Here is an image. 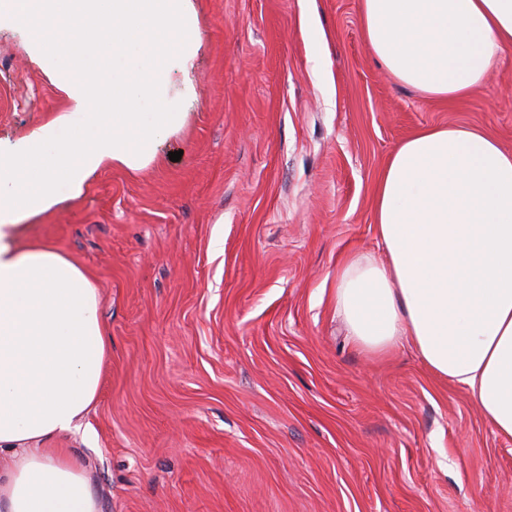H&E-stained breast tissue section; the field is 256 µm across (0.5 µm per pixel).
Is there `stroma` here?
<instances>
[{
	"instance_id": "35a3bbf8",
	"label": "stroma",
	"mask_w": 512,
	"mask_h": 512,
	"mask_svg": "<svg viewBox=\"0 0 512 512\" xmlns=\"http://www.w3.org/2000/svg\"><path fill=\"white\" fill-rule=\"evenodd\" d=\"M194 4L184 128L29 230L88 273L111 339L55 447L103 512H512V440L409 344L356 346L334 302L344 255L383 256L373 197L402 141L465 125L512 149V47L448 104L376 61L359 0ZM64 108L1 27L0 139Z\"/></svg>"
}]
</instances>
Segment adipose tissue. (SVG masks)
<instances>
[{"label": "adipose tissue", "mask_w": 512, "mask_h": 512, "mask_svg": "<svg viewBox=\"0 0 512 512\" xmlns=\"http://www.w3.org/2000/svg\"><path fill=\"white\" fill-rule=\"evenodd\" d=\"M3 19L70 106L0 143V512H102L79 460L50 445L97 399V293L54 246L17 240L102 172L147 168L183 127L200 19L193 0H0ZM360 21L398 82L448 103L512 46V0H360ZM374 222L386 261L352 254L336 271L351 340L409 341L512 438V150L464 125L417 131L385 164Z\"/></svg>", "instance_id": "obj_1"}]
</instances>
